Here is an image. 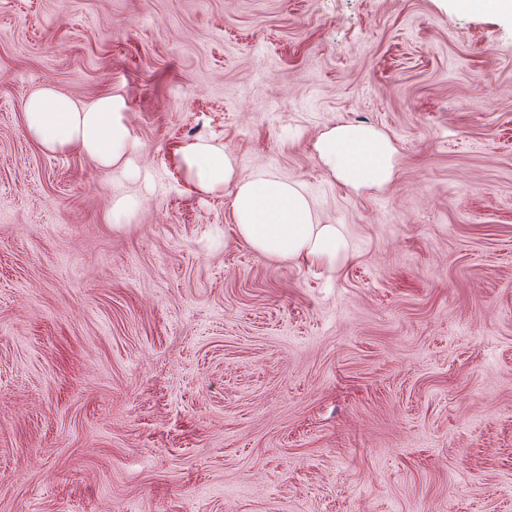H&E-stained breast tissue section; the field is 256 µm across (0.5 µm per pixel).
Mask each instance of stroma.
I'll return each mask as SVG.
<instances>
[{"label": "stroma", "instance_id": "1", "mask_svg": "<svg viewBox=\"0 0 512 512\" xmlns=\"http://www.w3.org/2000/svg\"><path fill=\"white\" fill-rule=\"evenodd\" d=\"M44 84L121 92L138 175L30 141ZM338 124L390 138L389 184L328 173ZM197 137L301 183L347 258L255 253L179 170ZM0 512H512V20L0 0Z\"/></svg>", "mask_w": 512, "mask_h": 512}]
</instances>
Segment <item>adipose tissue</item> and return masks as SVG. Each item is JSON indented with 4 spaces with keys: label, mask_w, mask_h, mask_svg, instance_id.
I'll return each mask as SVG.
<instances>
[{
    "label": "adipose tissue",
    "mask_w": 512,
    "mask_h": 512,
    "mask_svg": "<svg viewBox=\"0 0 512 512\" xmlns=\"http://www.w3.org/2000/svg\"><path fill=\"white\" fill-rule=\"evenodd\" d=\"M23 119L28 138L46 152L65 154L76 149L105 168L126 172L132 167L138 142L121 93L80 104L53 88L41 87L28 95ZM315 150L331 175L354 188H380L393 179L395 148L373 127L333 126L320 135ZM176 155L196 193L232 187L234 229L255 253L329 266L346 255L347 241L340 228L318 222L301 184L270 173H243L223 145L208 139L184 142Z\"/></svg>",
    "instance_id": "1"
}]
</instances>
